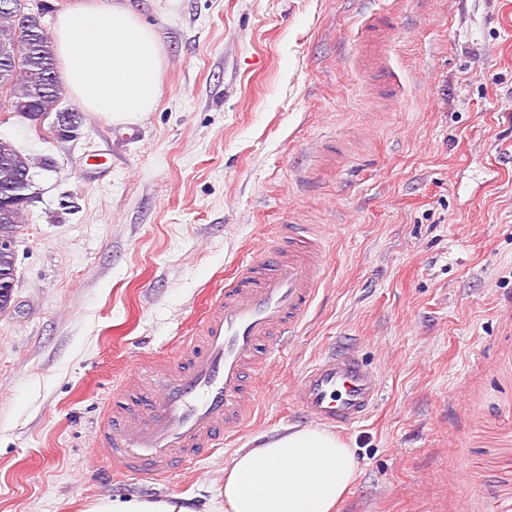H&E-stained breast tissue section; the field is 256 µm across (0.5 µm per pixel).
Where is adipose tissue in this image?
I'll use <instances>...</instances> for the list:
<instances>
[{
	"label": "adipose tissue",
	"instance_id": "ef3b65f1",
	"mask_svg": "<svg viewBox=\"0 0 512 512\" xmlns=\"http://www.w3.org/2000/svg\"><path fill=\"white\" fill-rule=\"evenodd\" d=\"M55 51L63 82L87 111L127 122L154 109L161 44L127 0L105 10L83 7L60 14ZM356 477L353 452L336 434L288 427L239 449L224 469L223 486L200 508L180 495L101 496L82 512H335Z\"/></svg>",
	"mask_w": 512,
	"mask_h": 512
}]
</instances>
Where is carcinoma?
I'll return each mask as SVG.
<instances>
[{"mask_svg": "<svg viewBox=\"0 0 512 512\" xmlns=\"http://www.w3.org/2000/svg\"><path fill=\"white\" fill-rule=\"evenodd\" d=\"M20 5L19 14L0 11V44L21 37L28 45L25 57L7 77L8 105L19 112L46 118L53 115L58 120L65 111L60 109L61 88L54 45L43 23L45 7L34 6L30 0H20ZM32 165L31 157L11 140L0 137V192L10 190L16 194L21 191L28 201H33V180L23 178L22 173ZM24 211L23 207L0 211V237L18 238Z\"/></svg>", "mask_w": 512, "mask_h": 512, "instance_id": "cac0c4a2", "label": "carcinoma"}]
</instances>
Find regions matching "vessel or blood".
Segmentation results:
<instances>
[{"label": "vessel or blood", "instance_id": "obj_1", "mask_svg": "<svg viewBox=\"0 0 512 512\" xmlns=\"http://www.w3.org/2000/svg\"><path fill=\"white\" fill-rule=\"evenodd\" d=\"M398 18L369 17L359 60L379 92L398 97L402 85L384 52ZM325 243L318 225H285L279 244L235 265L212 297L190 343L162 364H140L128 383L140 402L114 411L93 444L120 471L170 475L238 437L266 397L255 377L298 334L318 292ZM292 401L303 418L338 430L365 421L381 400L378 372L349 345L329 346L296 378Z\"/></svg>", "mask_w": 512, "mask_h": 512}]
</instances>
